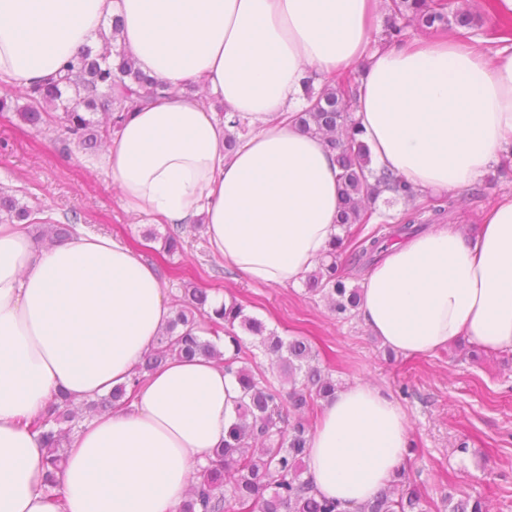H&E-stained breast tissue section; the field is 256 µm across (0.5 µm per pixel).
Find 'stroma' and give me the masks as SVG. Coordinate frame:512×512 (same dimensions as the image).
<instances>
[{
  "instance_id": "stroma-1",
  "label": "stroma",
  "mask_w": 512,
  "mask_h": 512,
  "mask_svg": "<svg viewBox=\"0 0 512 512\" xmlns=\"http://www.w3.org/2000/svg\"><path fill=\"white\" fill-rule=\"evenodd\" d=\"M44 211L53 221L77 216L84 228L122 240L157 269L169 300L185 285L236 298L247 315L283 339L309 338L319 364L337 385L365 381L383 388L405 412L416 451L407 469L421 491L425 512H448L449 498L485 499L490 512H512V351L480 350L464 342L425 356L385 352L362 316L339 321L326 299L305 283L267 286L250 282L215 258L200 231L183 234V253H162L168 227L124 209L104 167L80 149L62 152L55 131L22 124L0 112V190ZM505 193L512 194V155L484 180L459 193L422 194L414 200L382 194L375 207L390 225L417 210L442 209L443 224L474 225Z\"/></svg>"
}]
</instances>
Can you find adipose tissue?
<instances>
[{
  "mask_svg": "<svg viewBox=\"0 0 512 512\" xmlns=\"http://www.w3.org/2000/svg\"><path fill=\"white\" fill-rule=\"evenodd\" d=\"M382 0H0V81L44 83L101 34L171 92L129 115L106 161L124 208L200 224L250 281L293 285L339 232V169L295 120L308 72L363 64L353 119L376 169L417 191L481 182L512 145V49L427 36L372 47ZM223 105L241 123L224 148ZM361 316L383 343L425 356L469 339L512 349V195L476 234L452 224L394 244L365 273ZM172 316L156 269L113 237L36 246L0 225V512H181L235 418L240 389L212 358H174L130 408L85 418L61 472L27 420L128 382ZM403 409L354 384L324 402L306 465L345 512L391 482L408 448ZM57 488L64 505L49 493Z\"/></svg>",
  "mask_w": 512,
  "mask_h": 512,
  "instance_id": "1",
  "label": "adipose tissue"
}]
</instances>
